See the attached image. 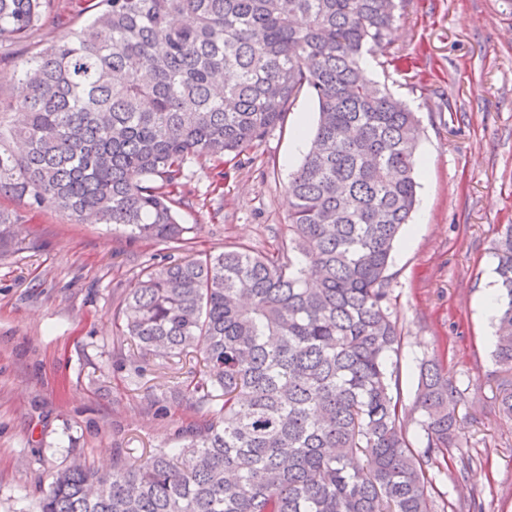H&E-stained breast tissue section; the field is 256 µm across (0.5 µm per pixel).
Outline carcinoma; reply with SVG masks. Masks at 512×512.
Listing matches in <instances>:
<instances>
[{"label": "carcinoma", "instance_id": "1", "mask_svg": "<svg viewBox=\"0 0 512 512\" xmlns=\"http://www.w3.org/2000/svg\"><path fill=\"white\" fill-rule=\"evenodd\" d=\"M54 0H0V48ZM90 19L22 62L0 134V196L187 256L142 268L122 335L169 362L203 346L174 394L212 414L176 448L101 472L56 471L36 512H434L427 467L459 446L462 391L435 360L416 391L422 447L402 431L387 270L417 204L419 120L373 84L396 0H88ZM187 14L193 23L177 19ZM308 90L318 120L288 181V248L193 253L185 170L236 158ZM0 211V258L18 250ZM496 362L512 372V226L494 246Z\"/></svg>", "mask_w": 512, "mask_h": 512}]
</instances>
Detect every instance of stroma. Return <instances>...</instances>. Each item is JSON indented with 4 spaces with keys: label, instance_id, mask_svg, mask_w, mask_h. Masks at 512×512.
I'll return each instance as SVG.
<instances>
[{
    "label": "stroma",
    "instance_id": "obj_1",
    "mask_svg": "<svg viewBox=\"0 0 512 512\" xmlns=\"http://www.w3.org/2000/svg\"><path fill=\"white\" fill-rule=\"evenodd\" d=\"M85 0L55 12L13 56L0 60V97L13 94L21 60L78 28ZM387 44L366 60L376 84L416 112L418 206L388 268L402 336L389 365L398 376L401 426L412 447L419 365L438 359L463 392L458 436L481 464L455 479L460 449L428 470L438 512L477 491L482 512H512V416L498 408L507 378L477 309L496 287L494 243L512 225V0H400ZM317 107L297 97L282 127L244 153L213 191L193 165L179 209L196 249L245 245L265 252L288 237V180L312 134ZM22 227V248L0 260V512H35L52 474L81 459L103 470L175 447L182 419L171 396L198 375L197 354L165 368L119 335L114 319L140 268L162 266V243L126 238L106 224H77L45 206L0 196Z\"/></svg>",
    "mask_w": 512,
    "mask_h": 512
}]
</instances>
